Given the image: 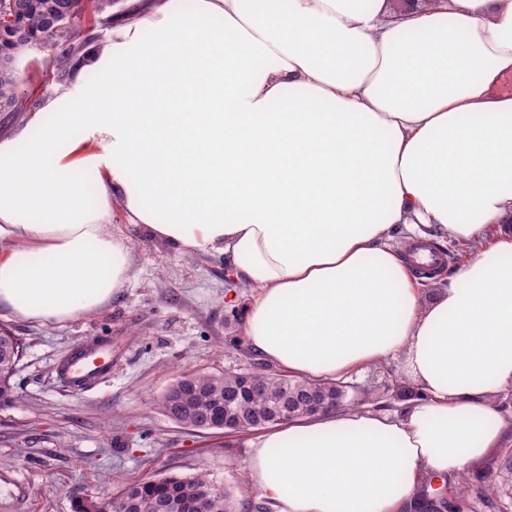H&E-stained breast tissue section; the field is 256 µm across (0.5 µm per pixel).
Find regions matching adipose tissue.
<instances>
[{
	"label": "adipose tissue",
	"mask_w": 512,
	"mask_h": 512,
	"mask_svg": "<svg viewBox=\"0 0 512 512\" xmlns=\"http://www.w3.org/2000/svg\"><path fill=\"white\" fill-rule=\"evenodd\" d=\"M0 137V309L64 323L131 277L114 209L253 290L251 350L335 380L404 355L399 412L251 441L268 512H414L512 432V0H135ZM472 250L427 299L403 241Z\"/></svg>",
	"instance_id": "ef3b65f1"
}]
</instances>
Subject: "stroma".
I'll return each mask as SVG.
<instances>
[{
    "instance_id": "stroma-1",
    "label": "stroma",
    "mask_w": 512,
    "mask_h": 512,
    "mask_svg": "<svg viewBox=\"0 0 512 512\" xmlns=\"http://www.w3.org/2000/svg\"><path fill=\"white\" fill-rule=\"evenodd\" d=\"M50 48L24 51L17 70L31 111L57 87L48 75ZM113 231L130 249L129 284L100 310L63 324L0 312V324L24 342L13 379L16 400L0 404V512H73L85 495L109 497L116 481L207 473L224 486L235 512H262L244 485L246 436L196 432L161 410L166 390L184 373L267 370L248 346L243 318L250 290L222 257L183 255L114 211ZM112 344V372L95 387L69 390L56 368L75 346ZM348 410L390 413L415 398L418 387L404 358L343 383ZM512 437L488 457L486 470L465 474L469 484L497 486L470 498L468 512H512Z\"/></svg>"
}]
</instances>
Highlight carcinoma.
<instances>
[{
  "instance_id": "1",
  "label": "carcinoma",
  "mask_w": 512,
  "mask_h": 512,
  "mask_svg": "<svg viewBox=\"0 0 512 512\" xmlns=\"http://www.w3.org/2000/svg\"><path fill=\"white\" fill-rule=\"evenodd\" d=\"M85 0H0V20L11 18L0 30V112L15 116L27 111V100L20 95L21 79L15 67L22 43L49 45L54 50L51 73L63 79L77 64L84 47L82 41ZM23 354L20 339L8 328L0 327V401L15 398L10 383ZM240 373H201L192 378L183 376L176 384L181 393L161 403L164 414L176 420H191L199 431L209 430V417L214 408L229 398L238 384ZM257 391L246 402V410L255 417L278 411L285 402L293 403L314 394L340 402L342 385L339 382L300 380L288 375L251 373ZM215 484L208 475L200 473L191 478L146 477L134 484L120 487L106 499L80 497L74 512H229L233 509L227 493H213ZM461 510L468 495L465 485L440 483Z\"/></svg>"
}]
</instances>
